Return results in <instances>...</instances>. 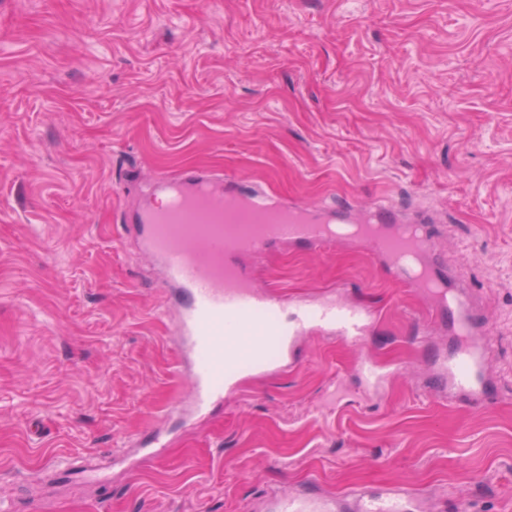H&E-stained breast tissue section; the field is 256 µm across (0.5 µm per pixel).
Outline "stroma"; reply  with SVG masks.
I'll return each instance as SVG.
<instances>
[{
    "instance_id": "1",
    "label": "stroma",
    "mask_w": 512,
    "mask_h": 512,
    "mask_svg": "<svg viewBox=\"0 0 512 512\" xmlns=\"http://www.w3.org/2000/svg\"><path fill=\"white\" fill-rule=\"evenodd\" d=\"M186 168L437 217L430 257L492 331V399L435 396L448 336H419L430 299L367 249L282 246L258 283L379 310L367 340L305 336L291 370L168 416L189 390L175 296L121 230ZM157 425L168 445L142 461ZM392 485L430 512H512V0H0V505L249 512ZM357 372L369 391L380 389L387 379L386 373L370 359L362 360L357 366Z\"/></svg>"
}]
</instances>
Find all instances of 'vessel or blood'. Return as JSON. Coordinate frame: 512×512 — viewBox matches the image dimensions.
<instances>
[{
  "label": "vessel or blood",
  "mask_w": 512,
  "mask_h": 512,
  "mask_svg": "<svg viewBox=\"0 0 512 512\" xmlns=\"http://www.w3.org/2000/svg\"><path fill=\"white\" fill-rule=\"evenodd\" d=\"M136 225L143 256L157 263L165 284L180 292L174 325L179 360L177 373L187 375V402L205 415L223 401L242 373L279 372L302 336L330 334L344 340L367 335L377 310L337 297L326 290L307 300L259 286L247 261H260L274 247L288 245L320 251L336 244L333 227L361 226L349 236L369 246L406 288L435 300L424 333L447 327L456 342L436 358V375L454 406L479 408L493 393L487 375L491 345L473 298L450 288L438 266L422 263L428 233L421 217L377 203L362 209L348 204L319 207L274 201L261 190L202 170H185L155 180L150 203L127 216ZM357 372L368 390L380 389L386 373L372 360ZM412 492L394 486L382 493L352 489L338 496L284 492L261 503L262 512H407Z\"/></svg>",
  "instance_id": "obj_1"
}]
</instances>
